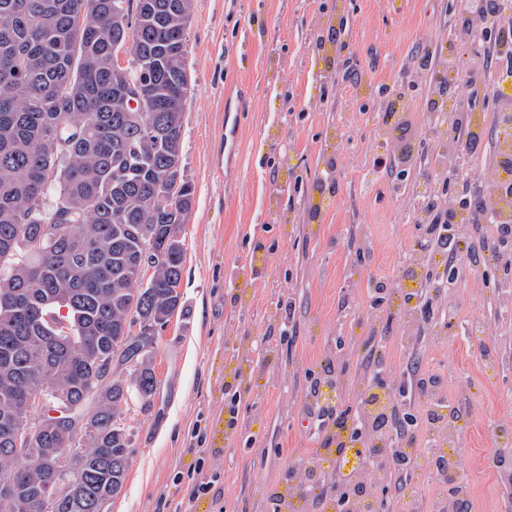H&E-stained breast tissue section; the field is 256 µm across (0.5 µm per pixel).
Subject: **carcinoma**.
<instances>
[{
  "instance_id": "obj_1",
  "label": "carcinoma",
  "mask_w": 512,
  "mask_h": 512,
  "mask_svg": "<svg viewBox=\"0 0 512 512\" xmlns=\"http://www.w3.org/2000/svg\"><path fill=\"white\" fill-rule=\"evenodd\" d=\"M193 2L0 0V482L12 492L0 512L50 499L53 512H105L123 491L124 413L135 398L152 406L159 331L181 304ZM122 36L137 53L117 69ZM66 82L78 92L60 96ZM126 88L154 110L133 109ZM488 211L469 197L470 223ZM20 425L25 453L13 451ZM54 448L78 450L64 493L46 463ZM308 473L295 494L326 504L336 473Z\"/></svg>"
}]
</instances>
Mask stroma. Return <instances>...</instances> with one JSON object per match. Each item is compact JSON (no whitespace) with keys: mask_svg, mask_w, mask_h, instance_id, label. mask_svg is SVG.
<instances>
[{"mask_svg":"<svg viewBox=\"0 0 512 512\" xmlns=\"http://www.w3.org/2000/svg\"><path fill=\"white\" fill-rule=\"evenodd\" d=\"M461 0H194L187 34L190 89L183 166L194 188L182 229L181 308L158 338L159 391L150 411L126 415L132 463L108 512H183L198 445L213 451L205 470L221 474L222 494L202 512H296L284 498L291 467L322 456L320 408L350 404L314 396L330 358L350 377L368 340L382 348L392 382L407 364L441 384L465 414L456 449L471 512H512L490 461L500 452L497 424L512 402V312L498 305L512 279L487 286L462 269L440 289L441 319L404 336L389 319L399 300L376 304L358 273L391 279L407 246L423 240L402 205L367 181L383 114L372 90L404 84L400 101L414 157L429 154L424 134L432 88L413 60L447 46ZM342 24L346 70H328L313 50L329 25ZM241 128L224 148V115ZM294 317H287V308ZM376 324H367L369 314ZM483 316L505 358L484 364L465 326ZM256 365L244 384L238 424L228 403L238 351ZM279 506H272L274 495ZM443 512L432 479L389 490L386 512L415 501Z\"/></svg>","mask_w":512,"mask_h":512,"instance_id":"1","label":"stroma"}]
</instances>
